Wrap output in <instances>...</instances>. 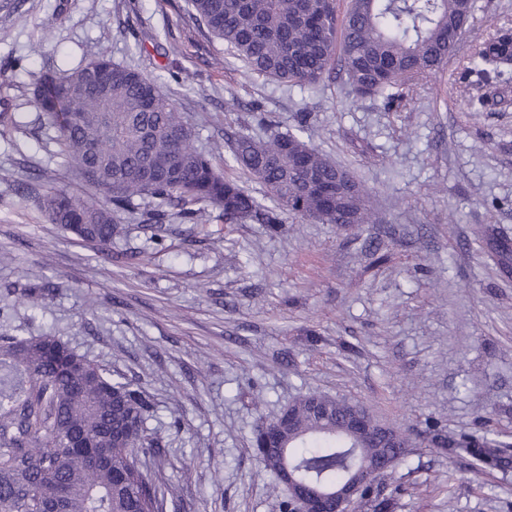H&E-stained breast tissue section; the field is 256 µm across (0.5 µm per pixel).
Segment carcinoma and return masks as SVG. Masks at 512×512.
<instances>
[{
	"instance_id": "carcinoma-1",
	"label": "carcinoma",
	"mask_w": 512,
	"mask_h": 512,
	"mask_svg": "<svg viewBox=\"0 0 512 512\" xmlns=\"http://www.w3.org/2000/svg\"><path fill=\"white\" fill-rule=\"evenodd\" d=\"M208 32L249 71L314 88L335 66L360 99H404L411 85L441 71L473 18L474 0H188ZM512 62V29L499 30L469 58L463 77L488 82ZM57 136L62 178L75 177L102 197H78L50 187L40 197L48 220L72 235L108 246L118 215L140 211L146 224L172 215L195 227L212 212L226 224L253 221L279 230V211L323 224L370 223L368 196L349 170L308 144L306 115L294 130L266 140L238 134L232 167L259 180L275 206L246 193L195 145L196 132L176 107L166 82L95 52L82 65L43 73L33 89ZM40 286L18 301L36 310ZM313 392L289 406L297 424L282 441L299 480L333 488L365 460L389 452L359 449L346 426L348 401L335 399L319 418ZM146 392L78 354L54 336L0 334V512H165L166 500L147 459L158 443L146 422ZM428 436L450 455L469 456L484 473L512 469V441L488 433ZM263 472L280 479L281 449H268ZM393 502L371 492L358 512H392Z\"/></svg>"
}]
</instances>
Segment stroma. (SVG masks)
I'll return each mask as SVG.
<instances>
[{
	"instance_id": "obj_1",
	"label": "stroma",
	"mask_w": 512,
	"mask_h": 512,
	"mask_svg": "<svg viewBox=\"0 0 512 512\" xmlns=\"http://www.w3.org/2000/svg\"><path fill=\"white\" fill-rule=\"evenodd\" d=\"M501 27L512 0H476L456 54L395 105L356 99L339 77L302 89L249 73L187 0H0V110L16 122L0 132V291L53 285L41 310L12 306L0 333L58 336L145 388L166 512H279L253 440L308 391L410 432L381 484L394 512H512V471L479 472L422 440L434 421L455 437L488 419L512 433V67L482 87L459 80ZM97 49L187 74L170 90L196 146L259 199L258 181L225 167L226 133L264 138L259 113L284 133L307 114V141L364 187L374 223L286 212L276 233L249 221L193 232L124 213L106 247L64 232L37 203L61 170L30 87Z\"/></svg>"
}]
</instances>
